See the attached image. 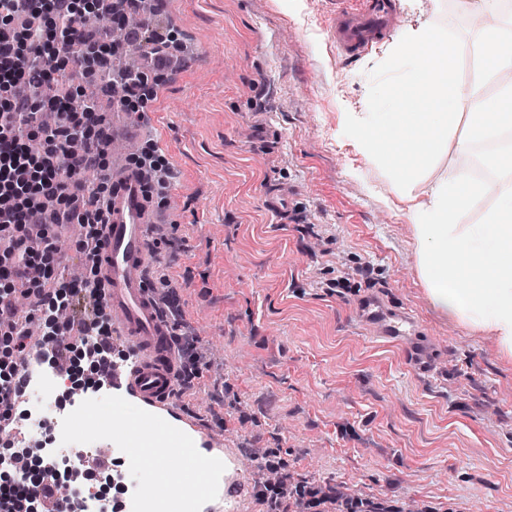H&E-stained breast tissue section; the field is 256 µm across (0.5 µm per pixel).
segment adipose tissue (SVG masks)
<instances>
[{
	"mask_svg": "<svg viewBox=\"0 0 512 512\" xmlns=\"http://www.w3.org/2000/svg\"><path fill=\"white\" fill-rule=\"evenodd\" d=\"M499 0H463L467 12L494 17L479 31L480 79L460 83L456 42L425 25L405 30L394 50L396 76L385 88L377 112H350L348 125L359 152L376 153L391 171L393 187L411 200L415 260L431 307L470 330L490 334L499 359L512 361V166L495 153L496 189L454 171L436 175L458 124L467 133L460 148L495 144L512 132V16H501ZM494 78L493 97L481 91ZM431 178L426 198L412 194L416 182ZM492 197L479 222L459 217L476 200Z\"/></svg>",
	"mask_w": 512,
	"mask_h": 512,
	"instance_id": "obj_1",
	"label": "adipose tissue"
}]
</instances>
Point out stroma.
<instances>
[{
    "mask_svg": "<svg viewBox=\"0 0 512 512\" xmlns=\"http://www.w3.org/2000/svg\"><path fill=\"white\" fill-rule=\"evenodd\" d=\"M176 62L135 120L102 99L134 162L167 164L152 194L162 316L207 365L180 392L185 415L225 447L268 452L285 470L356 495L441 512H512V364L493 341L439 316L415 264L409 202L358 153L344 115L375 112L402 34L350 59L331 45L335 0H151ZM412 26L446 31L472 83L474 32L456 0H395ZM368 270L355 291L322 288L338 263ZM379 291L435 350L431 372L366 334L356 316ZM59 451L115 502L110 472Z\"/></svg>",
    "mask_w": 512,
    "mask_h": 512,
    "instance_id": "obj_1",
    "label": "stroma"
}]
</instances>
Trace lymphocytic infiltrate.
Returning <instances> with one entry per match:
<instances>
[{
  "label": "lymphocytic infiltrate",
  "instance_id": "1",
  "mask_svg": "<svg viewBox=\"0 0 512 512\" xmlns=\"http://www.w3.org/2000/svg\"><path fill=\"white\" fill-rule=\"evenodd\" d=\"M87 16L73 0H0V277L10 287L0 291V333L11 347V371L0 379V406L14 401L21 382L22 360L38 339L14 313L16 294L36 305L64 298L74 305L90 298L94 317L85 325L96 340L88 355L97 377L112 368V326L102 311L104 285L99 278V250L112 193L110 176L97 188L83 179L101 167L106 128L102 115L74 109L65 101L17 94L20 85L39 87L67 82V70L55 67L54 56L69 53L72 45L88 46ZM53 113L51 124H40V111ZM79 224L80 249L88 277L63 282L46 290L56 246L46 233L51 224ZM266 480L256 482L254 495L266 512H404L393 500L350 494L342 486L320 487L299 480L275 465L268 455L251 458ZM37 499L47 512H69L55 475L0 486V512H20L24 502Z\"/></svg>",
  "mask_w": 512,
  "mask_h": 512
}]
</instances>
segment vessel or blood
<instances>
[{"mask_svg": "<svg viewBox=\"0 0 512 512\" xmlns=\"http://www.w3.org/2000/svg\"><path fill=\"white\" fill-rule=\"evenodd\" d=\"M397 22L392 0H336L332 40L340 54L355 57L370 52ZM109 205L100 278L105 285L104 311L112 319V341L117 346L112 354V392L192 436L199 452L224 463L218 497L201 512H240L251 496V475L241 468L235 452L214 437L199 436L174 399L177 363L170 328L159 316L154 290L143 275L154 219L145 175L117 168ZM359 307L363 324L374 337L400 345L420 370L431 369L434 354L413 315L390 308L377 293L366 295Z\"/></svg>", "mask_w": 512, "mask_h": 512, "instance_id": "b4317fda", "label": "vessel or blood"}]
</instances>
